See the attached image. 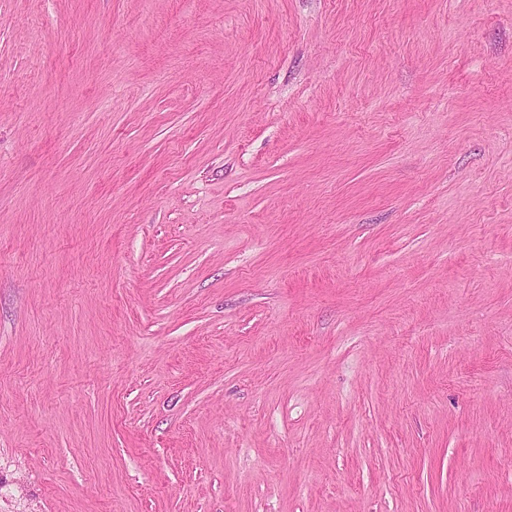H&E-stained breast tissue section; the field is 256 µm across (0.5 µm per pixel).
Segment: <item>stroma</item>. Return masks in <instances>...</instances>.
Listing matches in <instances>:
<instances>
[{
  "instance_id": "obj_1",
  "label": "stroma",
  "mask_w": 512,
  "mask_h": 512,
  "mask_svg": "<svg viewBox=\"0 0 512 512\" xmlns=\"http://www.w3.org/2000/svg\"><path fill=\"white\" fill-rule=\"evenodd\" d=\"M0 512H512V0H0Z\"/></svg>"
}]
</instances>
